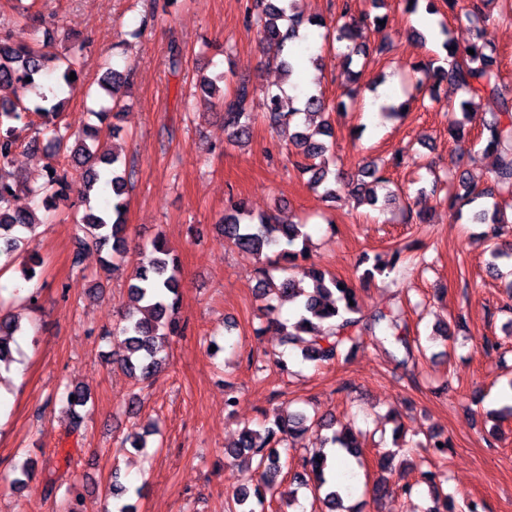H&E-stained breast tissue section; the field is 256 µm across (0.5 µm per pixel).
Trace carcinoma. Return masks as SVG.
<instances>
[{
  "label": "carcinoma",
  "instance_id": "1",
  "mask_svg": "<svg viewBox=\"0 0 512 512\" xmlns=\"http://www.w3.org/2000/svg\"><path fill=\"white\" fill-rule=\"evenodd\" d=\"M448 12L458 20H465L471 38L467 48L458 50L449 40L443 43L447 51L446 64L418 63L413 71L419 77L413 82L418 94H435L441 86L454 94H461V117L449 121L448 134L457 144L466 142L467 126L474 119L469 107L475 101L491 98L496 110L491 119L483 120L480 141L485 151L494 157V174L491 183L479 189L463 171L459 175L456 191L448 194V209H462L480 199L493 200L492 208L480 206L473 211L472 221L487 225L483 238L490 255V269L494 276L501 275L499 262L512 260V250L504 249L499 238L504 229L512 224L505 209L494 202L499 186H512V89L504 84L499 69L495 68L496 46L490 38L488 19L483 11L484 0H470L467 6L460 0H444ZM295 0H254L252 18L262 38L283 47L298 46L294 57L277 63L283 75L291 77L300 71L304 59H313L311 46L302 42L300 28L307 24L325 27L322 18L307 19L294 12ZM349 0H343L342 10L328 40L345 46L347 63L353 56L367 55L366 33L377 26V19L368 15L355 17L350 14ZM84 42H73L60 54L49 55L34 45L16 44L8 35L0 32V88H11V100L0 99V270L15 264L22 256L26 260L20 267L21 278L30 281L40 263L37 254H24L22 246L31 238L40 224L33 209L20 210L13 200L25 192L38 202V206L50 213L57 201L68 197L73 191V174L68 169L51 163L46 166L43 182L32 186L16 177L9 166L15 152L21 147V132L35 129L37 133L49 135L55 151L69 153L72 167L80 172L84 188L79 191L86 196L90 188L103 182L110 199L106 206L97 210L88 209L80 219L88 240L101 247L111 246L106 265L118 267L129 254L125 212L129 182L126 167L119 154L100 144V128L88 125L81 133L70 131L61 125L59 117L64 111L69 95L79 88V79H70V73L81 75L84 66ZM474 50L469 54L468 50ZM106 70L98 81L105 99L99 109L91 114L104 122L110 112L124 107L121 94L130 84V68L119 70L104 62ZM226 81L222 73L205 77L198 83L207 95L222 92L220 101L224 108V127L230 132L231 141L239 143L249 138L256 116L250 108V91L241 83L232 90L220 89L219 83ZM328 106L321 93L305 96L303 108H295L287 102L282 87L267 93L264 119L269 126L288 134L295 148V168L309 175L310 184L322 190L326 198L336 196V185L342 173L336 169L331 146L321 137L332 136L330 122H325L315 132L309 131L297 121L299 114L322 115ZM389 180L382 168L370 164L359 169L349 179L351 194L361 203L375 206L392 197L388 190ZM224 240L231 246L255 255L264 261L257 269L260 291L258 297L266 301L264 312L267 326L274 327L282 336V343L301 350L305 361L315 363L333 362L354 350L362 336L367 335L375 344L382 346L387 357L396 366L407 368L416 364L424 355L419 339L408 337V325L399 306L378 309L369 315L363 314L352 283L329 276L319 268L304 265L310 235L306 225L285 222L272 214H254L245 201L231 202L222 219ZM404 249L389 247L381 252L363 253L356 268L362 269L358 279L370 283L377 277H387L398 265L404 264ZM180 261L166 248L165 237H156L150 246L139 253L134 275L128 285L133 306L128 308L117 327L124 337L126 353L118 360L119 365L139 382L148 381L168 359L169 339L181 331L178 317L180 304ZM299 301L298 318L290 323L279 318V305ZM23 331L21 322L11 313L0 308V366L9 367L14 362L10 348L12 336ZM71 414L72 428L80 429L83 417L80 409L90 400V393L81 385H69L63 392ZM332 418L312 417L305 414L285 413L264 428L256 431L242 430L237 444L227 448L229 458L247 456L248 463L255 465L259 485L251 490L240 487L234 494L238 512L265 510L267 496L278 493L284 480V469L288 468L286 441L315 428L328 430L330 434L321 439V446L337 445L346 454L359 461L364 448L359 440L361 432L347 424L335 429ZM418 446L428 449L436 458L448 454L450 442L434 432L425 433V441ZM391 458L383 456L378 462L381 476L374 483L375 495H397L411 498L417 493L416 484L391 482L383 476L390 467ZM300 470L293 474V481L310 488L313 501L320 502V512H356L343 507L342 493H351L354 474L345 472L331 478L327 476V456L321 452L303 457ZM129 487L119 480L112 483L111 495L116 512H136L134 505L125 502Z\"/></svg>",
  "mask_w": 512,
  "mask_h": 512
}]
</instances>
